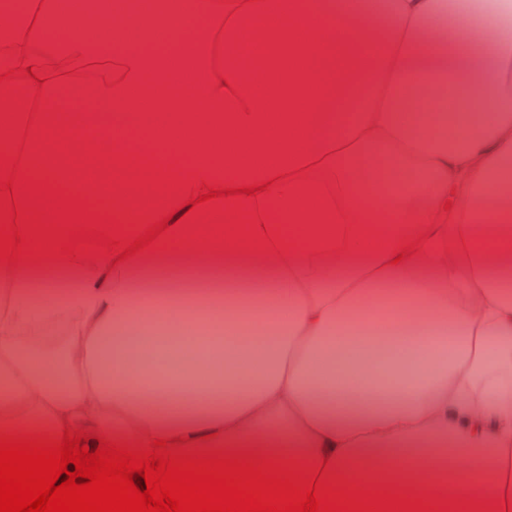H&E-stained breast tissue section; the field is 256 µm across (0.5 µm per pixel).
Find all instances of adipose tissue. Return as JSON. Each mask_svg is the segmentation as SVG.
<instances>
[{
	"label": "adipose tissue",
	"instance_id": "1",
	"mask_svg": "<svg viewBox=\"0 0 512 512\" xmlns=\"http://www.w3.org/2000/svg\"><path fill=\"white\" fill-rule=\"evenodd\" d=\"M224 40L214 60L197 0H147L134 16L0 0L1 45L70 59L58 70L19 57L28 74L5 92L76 83L105 46L115 69L104 101L146 115L43 110L30 176L67 182L42 148L63 131L97 155L123 147L125 168L158 144L190 158L157 172L168 186L159 202L138 182L103 191L87 169L69 187L139 232L168 216L164 249L56 262L49 275L0 268V432L68 427L120 443L182 437L190 450L326 456L367 483L512 502V9L230 0ZM378 83L383 100L340 122L349 98ZM442 85L450 133L435 108ZM375 146L411 189L389 190L394 168L350 170ZM204 183L239 194L183 209ZM389 293L403 330L382 367L366 330ZM251 301L276 336L242 348ZM172 322L194 352L189 367L152 343ZM134 330L143 341L125 345Z\"/></svg>",
	"mask_w": 512,
	"mask_h": 512
}]
</instances>
